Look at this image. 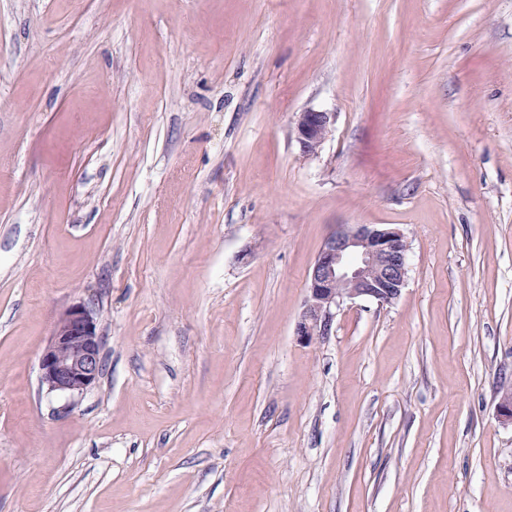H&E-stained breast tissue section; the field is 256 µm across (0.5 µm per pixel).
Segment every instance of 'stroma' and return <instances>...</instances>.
I'll list each match as a JSON object with an SVG mask.
<instances>
[{
    "label": "stroma",
    "instance_id": "obj_1",
    "mask_svg": "<svg viewBox=\"0 0 512 512\" xmlns=\"http://www.w3.org/2000/svg\"><path fill=\"white\" fill-rule=\"evenodd\" d=\"M340 224L406 285L307 343ZM510 391L512 0H0V512H512ZM335 117L332 112L307 110L299 113L294 132L303 156L318 153L332 131ZM102 336L93 310L80 303L57 320L39 361L40 380L51 392L82 394L102 371Z\"/></svg>",
    "mask_w": 512,
    "mask_h": 512
}]
</instances>
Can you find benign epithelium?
Instances as JSON below:
<instances>
[{"label":"benign epithelium","mask_w":512,"mask_h":512,"mask_svg":"<svg viewBox=\"0 0 512 512\" xmlns=\"http://www.w3.org/2000/svg\"><path fill=\"white\" fill-rule=\"evenodd\" d=\"M336 113H299L294 132L300 151L314 156L332 131ZM409 245L397 228L340 224L324 240L307 278V298L295 332L304 341L330 334L336 308L366 298L395 301L405 287ZM102 336L93 310L80 303L57 320L39 361L40 380L50 392L82 394L102 371Z\"/></svg>","instance_id":"obj_1"}]
</instances>
